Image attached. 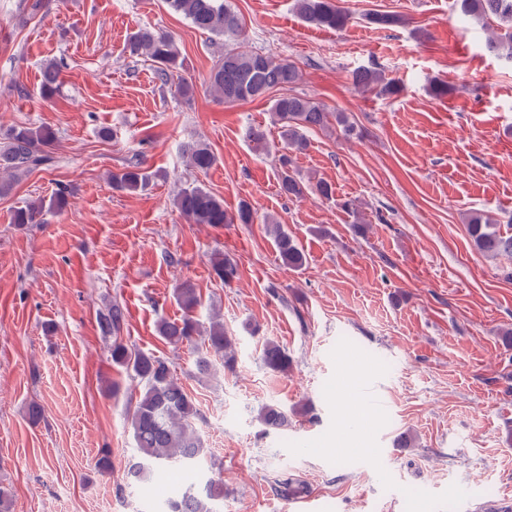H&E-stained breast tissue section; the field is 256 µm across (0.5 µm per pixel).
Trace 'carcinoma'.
I'll list each match as a JSON object with an SVG mask.
<instances>
[{"mask_svg": "<svg viewBox=\"0 0 512 512\" xmlns=\"http://www.w3.org/2000/svg\"><path fill=\"white\" fill-rule=\"evenodd\" d=\"M173 11L183 15L201 31L224 38V57L210 71L209 89L226 104L237 102L270 100L269 111L278 125L279 141L284 152L278 155L281 191L301 198L311 190L321 198L329 199L335 194L332 185L318 181L312 187L291 172L294 155L304 153L309 147L307 132L328 126L334 118L340 133L349 137L355 128L344 112H328L311 97L285 92L300 80L298 67L286 60L263 51H242L233 46L243 35L239 15L226 0H165ZM459 11L481 23L486 30L493 31L487 49L512 61V0H456ZM293 9L306 22L331 30L346 28L352 14L341 5V0H293ZM132 56L142 55L154 63L156 78L164 85L175 82L180 95L186 99L194 96L196 85L184 77V58L175 40L167 32L142 28L127 43ZM61 69L56 64L47 65L39 87L40 96L52 99L60 85ZM353 85L363 93L374 92L380 96L394 95L399 85L376 67H360L351 72ZM283 94L270 97L275 91ZM247 139L259 151H268L266 130L253 125L246 131ZM57 141L54 129L48 126L37 128L13 126L0 132V193L29 173L47 168L54 162L53 147ZM189 166L206 172L216 163L211 149L203 143L189 144L184 149ZM112 188L129 193L145 190L151 175L137 164L124 167L110 176ZM69 192L60 186L50 197L49 203L32 202L14 211L12 223L19 226L41 223L47 210H61L67 204ZM173 206L193 224H251L254 213L247 203L236 211L224 209V201L199 186H187L173 198ZM268 232L273 236L279 257L284 265L300 268L306 260L299 242L288 233L282 224H271ZM467 233L471 244L478 251L497 256L512 255V235L501 233L496 220L487 213L476 212L468 217ZM212 269L216 277L229 285L236 278L237 268L232 262L218 257ZM176 300L184 311L179 321L163 320L159 325L162 339L177 348L199 340L205 349L196 351L194 360L196 373L200 377L212 374L213 359L223 366L232 367L234 362L232 338L224 332V325L213 320L207 328L194 316L200 304L196 288L183 283L176 288ZM125 324L124 308L114 303L99 314L102 334L112 338V364L132 373L143 392L129 402L128 419L133 430L141 460L128 463L127 477L141 481L156 470L177 468L183 472L203 473L202 465L208 450L194 426L197 408L186 388L174 374L172 363L163 357L133 350L123 342L120 332ZM262 360L267 368L286 373L290 367L288 351L279 343H265ZM261 424L268 430H277L288 425V412L275 405L264 407L260 414ZM224 499L223 484L212 478L191 487L181 495L170 499L166 512H216L215 503Z\"/></svg>", "mask_w": 512, "mask_h": 512, "instance_id": "cac0c4a2", "label": "carcinoma"}]
</instances>
